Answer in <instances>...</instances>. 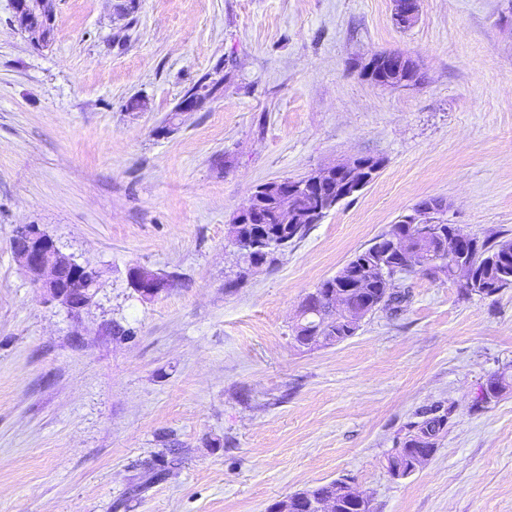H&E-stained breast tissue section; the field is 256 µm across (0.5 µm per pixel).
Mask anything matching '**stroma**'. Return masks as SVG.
I'll return each instance as SVG.
<instances>
[{
    "label": "stroma",
    "instance_id": "1",
    "mask_svg": "<svg viewBox=\"0 0 512 512\" xmlns=\"http://www.w3.org/2000/svg\"><path fill=\"white\" fill-rule=\"evenodd\" d=\"M393 13L56 0L38 47L0 0V512H268L340 478L372 512H512V288L412 273L398 310L345 342L292 341L303 298L423 199L478 239L512 238V0H420L407 27ZM390 51L419 84L364 75ZM219 64L221 96L176 114ZM360 156L383 161L372 182L275 262L244 263L228 228L257 186ZM21 224L102 271L92 305L33 288ZM132 264L173 288L141 300ZM435 416L432 456L391 476Z\"/></svg>",
    "mask_w": 512,
    "mask_h": 512
}]
</instances>
